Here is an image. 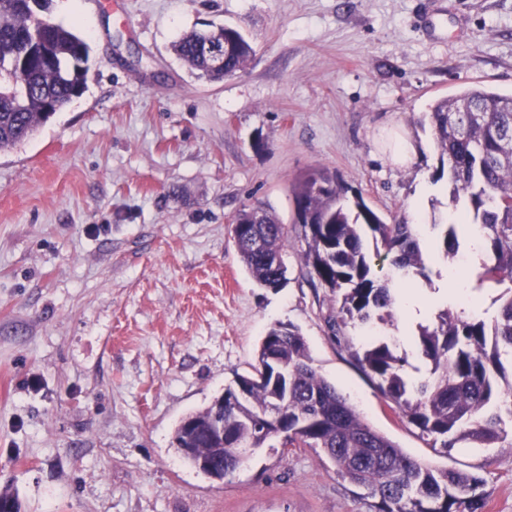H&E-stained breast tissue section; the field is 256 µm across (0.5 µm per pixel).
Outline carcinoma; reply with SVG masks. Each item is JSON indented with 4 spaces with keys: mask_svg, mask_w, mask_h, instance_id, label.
<instances>
[{
    "mask_svg": "<svg viewBox=\"0 0 512 512\" xmlns=\"http://www.w3.org/2000/svg\"><path fill=\"white\" fill-rule=\"evenodd\" d=\"M20 22L19 0H0L1 150L46 121L47 108L63 107L80 94L90 59L86 40L56 23L49 49L56 66L45 69L40 57L30 56L26 64L33 77L25 85L17 83L10 58L26 52L17 37ZM222 38L234 41V50L215 68L204 45ZM173 50L208 81L244 71L254 55L251 41L224 25L187 32ZM426 118L441 158L448 160L453 209L449 222L430 229L438 251L450 262L467 249L463 226L479 227L484 259L478 285L506 286L492 321L469 300L439 310L413 333L421 365L412 364L397 340L377 331V323L392 319L400 284L419 279L432 287L419 226L385 223L361 196L345 200V189L325 172L310 174L293 188L307 244L304 263L335 302L327 318L332 338L347 348L401 419L446 451L461 443L512 447V429L506 428V420H512V376L505 377L501 361L503 351L512 359V93L470 87L435 101ZM232 235L241 262L259 287L277 289L288 282L283 259L288 228L269 207L243 211ZM369 238L378 246L375 256L389 260V273L373 264ZM357 328L371 331L358 346L349 336ZM184 435L180 422L173 435L178 452L209 476L221 465L224 473L235 472L244 463V449L262 448L276 439L326 457L342 478L370 491L374 512L485 508L479 477L421 463L371 427L317 370L304 336L291 323L272 325L252 370L235 374L224 388V456L215 459L202 434L191 451H184Z\"/></svg>",
    "mask_w": 512,
    "mask_h": 512,
    "instance_id": "cac0c4a2",
    "label": "carcinoma"
}]
</instances>
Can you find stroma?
<instances>
[{
	"label": "stroma",
	"instance_id": "obj_1",
	"mask_svg": "<svg viewBox=\"0 0 512 512\" xmlns=\"http://www.w3.org/2000/svg\"><path fill=\"white\" fill-rule=\"evenodd\" d=\"M64 2L51 16L90 45L85 88L0 150V490L21 512H371L311 449H251L218 480L172 445L280 322L374 429L478 475L483 512H512V447L442 453L332 340L291 192L326 171L385 222L444 223L424 116L467 87L512 92V0ZM211 23L256 50L217 83L172 50ZM400 128L416 152L395 167L383 141ZM259 203L292 241L278 290L231 235Z\"/></svg>",
	"mask_w": 512,
	"mask_h": 512
}]
</instances>
